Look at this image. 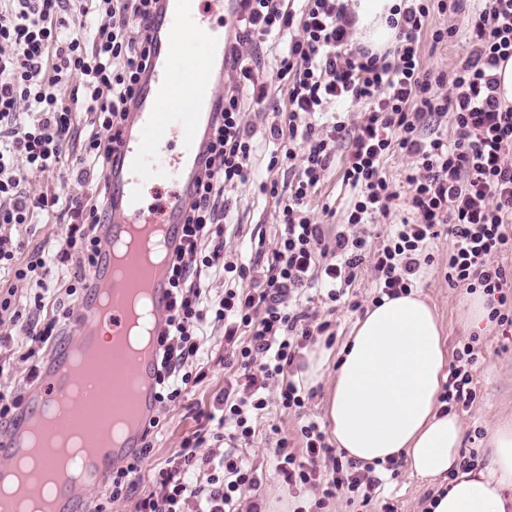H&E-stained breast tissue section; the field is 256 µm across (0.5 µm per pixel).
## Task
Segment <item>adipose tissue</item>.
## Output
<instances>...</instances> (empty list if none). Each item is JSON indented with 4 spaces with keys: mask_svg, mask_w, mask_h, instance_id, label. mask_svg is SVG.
I'll return each mask as SVG.
<instances>
[{
    "mask_svg": "<svg viewBox=\"0 0 512 512\" xmlns=\"http://www.w3.org/2000/svg\"><path fill=\"white\" fill-rule=\"evenodd\" d=\"M400 0H358L357 28L385 48ZM449 354L434 308L418 292L383 298L358 319L339 354L326 405L329 432L353 460L385 468L405 462L439 481L427 512H512V421L489 435L486 461L460 467L461 423L441 412Z\"/></svg>",
    "mask_w": 512,
    "mask_h": 512,
    "instance_id": "1",
    "label": "adipose tissue"
}]
</instances>
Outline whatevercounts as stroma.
Segmentation results:
<instances>
[{
  "instance_id": "obj_1",
  "label": "stroma",
  "mask_w": 512,
  "mask_h": 512,
  "mask_svg": "<svg viewBox=\"0 0 512 512\" xmlns=\"http://www.w3.org/2000/svg\"><path fill=\"white\" fill-rule=\"evenodd\" d=\"M267 176L265 158H256L252 164L250 182L228 190V220L238 226L235 235L228 241L230 249L251 253L260 242L266 248H273L279 233L274 219L275 204L273 200L258 195L254 188L255 182ZM448 246V238L444 235L431 245L430 251L435 261L422 269L417 290L435 308L447 349H454L459 341L472 338L485 355V361L475 377L476 400L468 411L459 415L462 423L460 452L466 455L483 448L484 433L490 432L501 421H512V332H503L501 327L495 325L476 329L467 322L465 309L470 292L463 287H450L445 278ZM357 318V313L343 307L337 308L332 317L336 324V340L327 351L326 374L315 387L314 395L305 408L306 416L318 422L326 420V404L336 360ZM224 356L223 337H208L200 364L203 371L201 381L189 389L180 403L160 412L156 447L142 468L138 495L151 490L155 472L163 467L165 460L180 447L184 438L206 426L205 415L212 399L224 387ZM267 398L266 415L249 450L258 467L261 488L256 492L243 490L241 501L248 504L259 498L263 501L262 512H290L291 500L303 498L311 503L319 497L320 492L315 488H289L278 477L269 449V428L277 426L293 440L297 437L303 418L283 410L275 391H268ZM436 489L435 482L412 475L402 466L395 476L387 479L382 496L394 505L396 512H425L426 504Z\"/></svg>"
}]
</instances>
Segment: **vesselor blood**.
<instances>
[{"label": "vessel or blood", "mask_w": 512, "mask_h": 512, "mask_svg": "<svg viewBox=\"0 0 512 512\" xmlns=\"http://www.w3.org/2000/svg\"><path fill=\"white\" fill-rule=\"evenodd\" d=\"M236 7V0H160L148 31L153 49L150 64L118 148L120 161L107 177L112 207L102 238L105 261L92 275V292L81 306L74 343L98 346V371L112 370L118 375L112 388L100 396L97 416L131 412L138 426L121 447L109 449L97 459L94 483L82 487L60 484L54 512H85L94 488L102 486L112 470L130 458L140 443L141 425L157 411L155 357L131 358L103 342L104 337L123 335L127 324L125 295L121 285L112 281L110 256L133 224L163 225L165 248L177 245L189 192L207 158L215 105L224 95L225 27ZM150 186L157 197L153 203L146 196ZM149 279L148 319L158 333L170 315L167 267L152 270ZM105 288L112 291V312L103 318L98 303ZM71 347L62 345L48 356L44 378L26 412L32 418L48 402L61 404L62 413L51 426L56 437L68 434L83 421L82 414L75 411L77 402L70 392L73 380L66 370ZM130 378L137 381V389L126 388Z\"/></svg>", "instance_id": "vessel-or-blood-1"}]
</instances>
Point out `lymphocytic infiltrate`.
Wrapping results in <instances>:
<instances>
[{"label": "lymphocytic infiltrate", "instance_id": "lymphocytic-infiltrate-1", "mask_svg": "<svg viewBox=\"0 0 512 512\" xmlns=\"http://www.w3.org/2000/svg\"><path fill=\"white\" fill-rule=\"evenodd\" d=\"M158 0H0V225L32 228L42 218L67 224L65 238L29 248L0 234V328H17L29 346L28 382H37L48 351L69 330L91 287L101 253L109 200L97 177L111 171L115 144L150 56L147 31ZM450 17L447 26L432 13ZM388 24L391 47L377 52L358 42L356 15L346 0H238L228 42V87L217 109L209 155L190 196L183 235L169 259L171 315L157 340L155 397L180 402L201 380L194 366L203 340L223 330L231 344L224 390L207 413L206 428L186 437L155 476L136 512H240L242 489L261 480L244 450L250 447L275 389L283 410L301 415L311 394L299 381L305 350L335 341L333 324L317 319L300 297H344L363 266H371L383 296L411 292L428 247L441 234L450 286L482 289L490 319L512 328V106L503 103L499 67L512 60V0H402ZM464 43L450 72L423 64L424 41ZM274 51L265 72L257 55ZM362 105L351 121L341 104ZM269 110L256 135L245 116ZM84 114L88 135L78 133ZM451 134H444L443 124ZM401 151L412 163L398 191L383 171ZM268 169H287L288 197L280 231L264 266L226 248L227 189L250 179L255 156ZM348 190L344 221L326 231L310 199L335 164ZM68 166L78 195L30 187L25 173L53 174ZM389 224L371 246L370 224ZM224 282L221 291L209 281ZM34 284L32 305H21L18 284ZM482 351L455 349L445 390L446 411H468ZM158 419L143 444L114 470L107 498L94 512H112L127 499L154 448ZM302 452L287 437L275 441L277 472L289 487L321 488L323 512L337 492L370 503L384 480L374 467L338 452L314 420L299 429ZM223 444L201 455L202 445Z\"/></svg>", "mask_w": 512, "mask_h": 512}]
</instances>
